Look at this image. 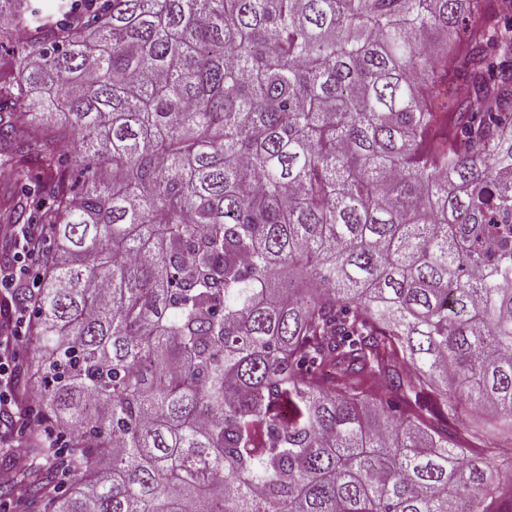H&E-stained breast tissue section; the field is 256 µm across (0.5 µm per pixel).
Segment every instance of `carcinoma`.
<instances>
[{"label":"carcinoma","instance_id":"obj_1","mask_svg":"<svg viewBox=\"0 0 512 512\" xmlns=\"http://www.w3.org/2000/svg\"><path fill=\"white\" fill-rule=\"evenodd\" d=\"M1 12L0 174L42 202L0 224L57 239L21 389L71 439L0 496L512 512V0Z\"/></svg>","mask_w":512,"mask_h":512}]
</instances>
